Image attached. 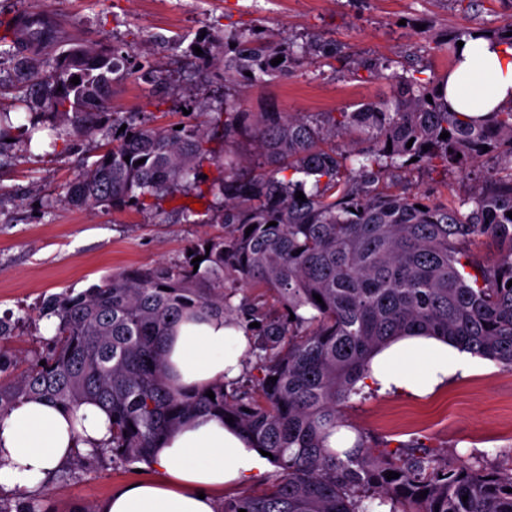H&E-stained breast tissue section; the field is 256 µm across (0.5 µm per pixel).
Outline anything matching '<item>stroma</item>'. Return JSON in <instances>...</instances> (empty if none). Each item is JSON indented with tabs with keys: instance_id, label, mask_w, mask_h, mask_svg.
<instances>
[{
	"instance_id": "stroma-1",
	"label": "stroma",
	"mask_w": 512,
	"mask_h": 512,
	"mask_svg": "<svg viewBox=\"0 0 512 512\" xmlns=\"http://www.w3.org/2000/svg\"><path fill=\"white\" fill-rule=\"evenodd\" d=\"M12 13L53 16L58 36L41 47L44 55L77 41L123 47L132 74L113 84V112L170 127L215 124L227 98L250 112L307 115L389 98L390 83L369 77L366 65L446 75L452 64L434 52L435 39L462 28L503 27L512 22V0H0V17ZM256 27L280 42L335 46L337 55H314L285 79L225 88V31ZM200 39L211 46L210 64L190 50ZM152 71L163 72L165 83L150 82ZM200 97L208 99V113L196 108ZM39 126L32 142L0 140V319L11 326L0 350L20 370L48 342L39 309L50 295L81 292L118 270L178 262L190 245L222 230V200L207 189L223 174L216 161L223 139L210 144L214 158L199 164L207 195L197 214L183 216L167 198L146 211H83L70 205L64 186L96 160L104 134L59 139L47 116ZM479 177L410 167L395 188L439 202L471 194ZM343 413L389 452L415 440L455 463L512 458V369L475 356L465 374L424 396L362 385ZM152 474L150 467L128 471L104 457L91 470L54 474L41 496L54 512L78 506L93 512L113 492Z\"/></svg>"
}]
</instances>
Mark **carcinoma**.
I'll use <instances>...</instances> for the list:
<instances>
[{
  "label": "carcinoma",
  "mask_w": 512,
  "mask_h": 512,
  "mask_svg": "<svg viewBox=\"0 0 512 512\" xmlns=\"http://www.w3.org/2000/svg\"><path fill=\"white\" fill-rule=\"evenodd\" d=\"M476 34L512 46L510 23L450 31L434 50L454 54ZM314 52L230 31L224 87L286 77ZM17 60L34 107L63 122L60 135L112 130V147L65 186L76 208L146 210L174 197L198 183L197 166L218 134L226 144L249 134L263 166L243 175L224 162L210 187L223 201L224 233L193 243V254L44 300L40 315L57 319L54 340L18 374L0 352V416L27 399L100 404L112 416V439L94 456L109 454L126 469L150 464L157 441L198 412L231 417L272 454L275 470L261 492L224 498L221 512H367L370 498L391 504L390 512H512V465L456 464L417 442L392 454L361 431L350 448L328 444L349 427L342 407L359 393L372 354L404 336L439 337L512 369V107L466 118L443 102L440 77L415 69L388 75L391 98L320 123L300 112H243L226 99L219 132L165 129L108 111V89L124 77L120 47L75 43L46 63ZM336 138L346 150L327 146ZM487 156L500 166L468 197L436 203L378 187L411 165L466 172ZM353 157L363 158L356 170ZM487 243L495 257L480 263L475 250ZM240 284L263 293L236 304ZM188 313L248 327L246 371L210 385L213 399L204 389L183 395L166 377L163 336ZM391 471L399 477L387 479ZM0 512L49 510L32 494L13 505L0 499Z\"/></svg>",
  "instance_id": "1"
}]
</instances>
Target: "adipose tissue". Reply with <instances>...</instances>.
Segmentation results:
<instances>
[{
	"label": "adipose tissue",
	"instance_id": "adipose-tissue-1",
	"mask_svg": "<svg viewBox=\"0 0 512 512\" xmlns=\"http://www.w3.org/2000/svg\"><path fill=\"white\" fill-rule=\"evenodd\" d=\"M452 108L468 117L512 105V47L465 39L445 80ZM248 340L243 328L221 318L184 320L165 341L169 381L193 393L237 378ZM467 352L433 338L411 337L370 361L368 381L380 391L426 394L465 370ZM110 414L95 403L65 408L44 400L18 402L0 417V484L38 492L75 453L107 447ZM153 477L114 492L98 512H219V492L253 485L273 465L239 431L200 413L158 443Z\"/></svg>",
	"mask_w": 512,
	"mask_h": 512
}]
</instances>
